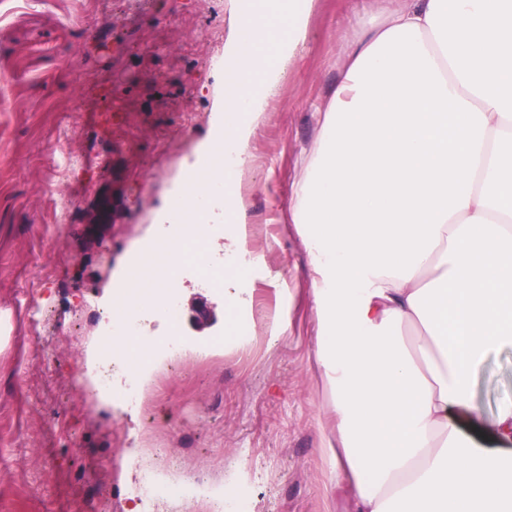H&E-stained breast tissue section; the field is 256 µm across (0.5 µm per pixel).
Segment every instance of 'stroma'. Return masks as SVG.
I'll return each mask as SVG.
<instances>
[{"instance_id": "1", "label": "stroma", "mask_w": 512, "mask_h": 512, "mask_svg": "<svg viewBox=\"0 0 512 512\" xmlns=\"http://www.w3.org/2000/svg\"><path fill=\"white\" fill-rule=\"evenodd\" d=\"M393 0H316L300 48L269 101L242 182L260 259L255 305L292 293L281 340L256 328L224 349L223 293L178 273L185 341L127 407L99 385L96 317L154 227L183 162L213 130L223 99L224 40L237 0H0V512H132L148 462L184 495L155 512H206L193 486H241L228 512H346L323 447L329 396L312 368L317 336L304 244L288 217L291 183L316 135L355 31ZM74 212L55 221L62 197ZM211 310L197 324L192 306ZM209 345L208 355L194 353ZM485 416L512 400V349L492 354L474 392Z\"/></svg>"}]
</instances>
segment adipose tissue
I'll return each instance as SVG.
<instances>
[{"instance_id":"obj_1","label":"adipose tissue","mask_w":512,"mask_h":512,"mask_svg":"<svg viewBox=\"0 0 512 512\" xmlns=\"http://www.w3.org/2000/svg\"><path fill=\"white\" fill-rule=\"evenodd\" d=\"M313 3L237 13L224 48V110L191 169L224 146L228 268L254 262L241 183ZM316 115L290 213L332 393L330 479L349 512H512V401L487 419L472 398L512 347V0H400L349 41ZM110 343L140 347L147 384L148 337Z\"/></svg>"}]
</instances>
